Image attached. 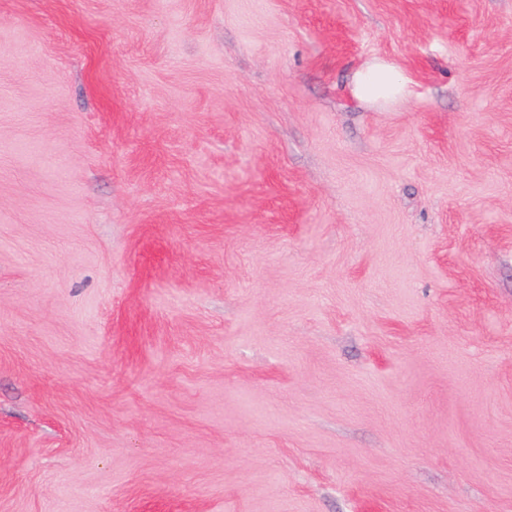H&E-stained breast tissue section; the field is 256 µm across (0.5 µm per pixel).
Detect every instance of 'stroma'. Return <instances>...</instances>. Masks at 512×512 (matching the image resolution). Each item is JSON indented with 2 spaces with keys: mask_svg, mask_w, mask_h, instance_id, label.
Instances as JSON below:
<instances>
[{
  "mask_svg": "<svg viewBox=\"0 0 512 512\" xmlns=\"http://www.w3.org/2000/svg\"><path fill=\"white\" fill-rule=\"evenodd\" d=\"M0 512H512V0H0ZM351 91L361 103L383 107L407 96L410 87L392 62L373 58L354 73Z\"/></svg>",
  "mask_w": 512,
  "mask_h": 512,
  "instance_id": "1",
  "label": "stroma"
}]
</instances>
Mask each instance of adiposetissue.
Returning <instances> with one entry per match:
<instances>
[{
	"mask_svg": "<svg viewBox=\"0 0 512 512\" xmlns=\"http://www.w3.org/2000/svg\"><path fill=\"white\" fill-rule=\"evenodd\" d=\"M351 91L361 103L383 107L407 96L410 87L392 62L375 58L354 73Z\"/></svg>",
	"mask_w": 512,
	"mask_h": 512,
	"instance_id": "ef3b65f1",
	"label": "adipose tissue"
}]
</instances>
